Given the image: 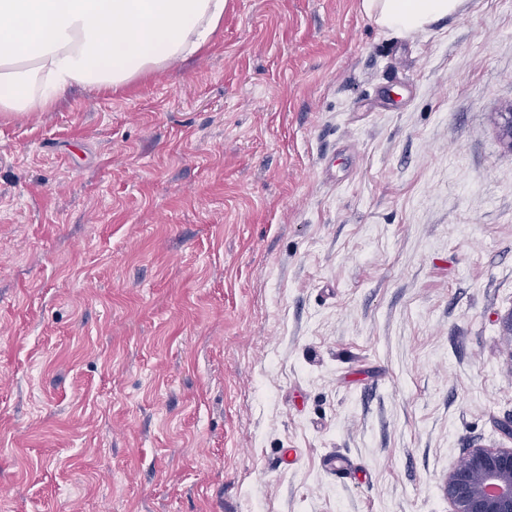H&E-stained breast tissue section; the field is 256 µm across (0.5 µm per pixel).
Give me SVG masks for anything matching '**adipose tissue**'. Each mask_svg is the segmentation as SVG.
Segmentation results:
<instances>
[{
    "instance_id": "adipose-tissue-1",
    "label": "adipose tissue",
    "mask_w": 512,
    "mask_h": 512,
    "mask_svg": "<svg viewBox=\"0 0 512 512\" xmlns=\"http://www.w3.org/2000/svg\"><path fill=\"white\" fill-rule=\"evenodd\" d=\"M460 0H362L381 29L406 36ZM227 0H0V116L46 111L76 86L112 89L209 44Z\"/></svg>"
}]
</instances>
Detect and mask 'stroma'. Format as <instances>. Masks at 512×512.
Instances as JSON below:
<instances>
[{"label":"stroma","mask_w":512,"mask_h":512,"mask_svg":"<svg viewBox=\"0 0 512 512\" xmlns=\"http://www.w3.org/2000/svg\"><path fill=\"white\" fill-rule=\"evenodd\" d=\"M512 0H229L0 120V512H448L512 446ZM460 0H362V9L381 29L396 36L423 30L457 11Z\"/></svg>","instance_id":"stroma-1"}]
</instances>
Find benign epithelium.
Masks as SVG:
<instances>
[{
    "label": "benign epithelium",
    "mask_w": 512,
    "mask_h": 512,
    "mask_svg": "<svg viewBox=\"0 0 512 512\" xmlns=\"http://www.w3.org/2000/svg\"><path fill=\"white\" fill-rule=\"evenodd\" d=\"M444 490L449 512H512V448L469 449Z\"/></svg>",
    "instance_id": "1"
}]
</instances>
